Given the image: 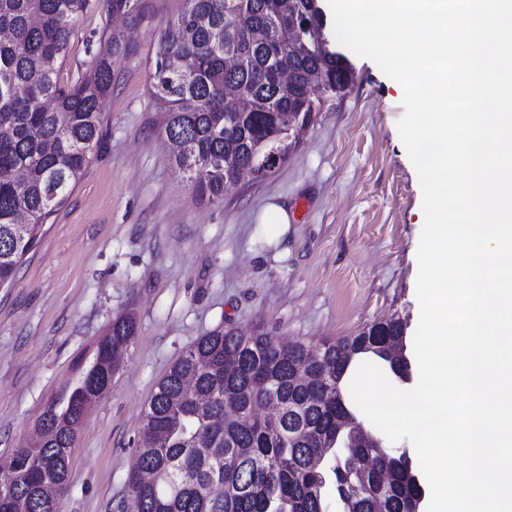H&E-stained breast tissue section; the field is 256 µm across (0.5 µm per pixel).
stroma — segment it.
<instances>
[{"instance_id": "stroma-1", "label": "stroma", "mask_w": 512, "mask_h": 512, "mask_svg": "<svg viewBox=\"0 0 512 512\" xmlns=\"http://www.w3.org/2000/svg\"><path fill=\"white\" fill-rule=\"evenodd\" d=\"M140 22L103 8L71 28L64 75L86 70L99 34L130 46L102 104L92 163L0 287V456L32 434L48 400L112 320L136 332L111 391L89 411L58 512H122L133 448L156 382L212 329H263L314 346L396 318L414 335L424 225L417 172L400 139V85L350 55L355 82L320 101L287 162L228 187L215 204L177 178L155 125L150 63L178 0ZM285 224L266 222L271 206Z\"/></svg>"}]
</instances>
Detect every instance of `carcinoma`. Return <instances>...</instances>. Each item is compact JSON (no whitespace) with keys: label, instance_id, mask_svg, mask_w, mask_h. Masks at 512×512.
Instances as JSON below:
<instances>
[{"label":"carcinoma","instance_id":"1","mask_svg":"<svg viewBox=\"0 0 512 512\" xmlns=\"http://www.w3.org/2000/svg\"><path fill=\"white\" fill-rule=\"evenodd\" d=\"M160 31L149 95L181 182L199 201L259 180V162L288 126L308 127L313 79L335 93L352 75L347 58L321 45L331 35L310 0H181ZM139 22L145 0H101ZM93 0H0V284L10 283L44 224L91 163L101 105L124 34H100L87 73L61 84L76 18ZM310 14L305 46L295 22ZM292 83L282 79L284 68ZM245 99L232 112L225 94ZM134 318H115L90 358L44 407L33 441L0 466V512H57L73 448L93 404L106 395ZM405 327L390 319L311 348L257 329L219 326L188 347L157 382L145 408L126 491L140 512H420L424 490L411 459L364 429L349 385L369 361L410 380ZM318 379L302 383L300 372Z\"/></svg>","mask_w":512,"mask_h":512}]
</instances>
